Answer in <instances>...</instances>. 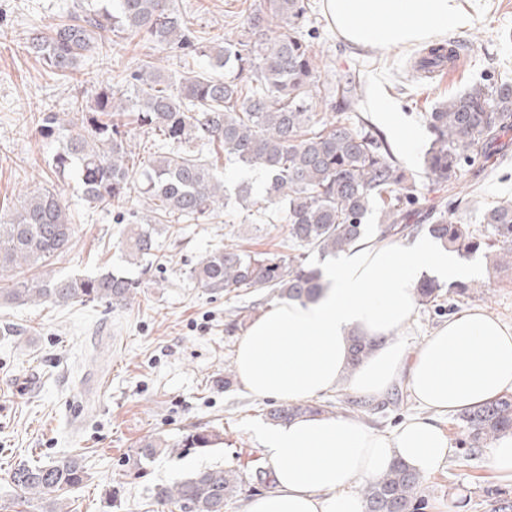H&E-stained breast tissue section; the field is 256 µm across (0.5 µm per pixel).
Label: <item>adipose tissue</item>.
<instances>
[{
  "instance_id": "1",
  "label": "adipose tissue",
  "mask_w": 512,
  "mask_h": 512,
  "mask_svg": "<svg viewBox=\"0 0 512 512\" xmlns=\"http://www.w3.org/2000/svg\"><path fill=\"white\" fill-rule=\"evenodd\" d=\"M339 34L365 47L411 46L461 30L472 21L460 0H325ZM470 277L454 253L419 236L358 244L322 270L309 301L272 305L240 339L239 381L254 396L302 403L348 385L373 400L407 389L424 416L380 433L345 414L303 416L258 428L275 484L246 512H365L356 487L383 476L395 461L423 475L447 460L439 416L512 392V327L481 308L453 314L413 352L399 332L417 307L423 271ZM376 340V351L350 365L351 334Z\"/></svg>"
}]
</instances>
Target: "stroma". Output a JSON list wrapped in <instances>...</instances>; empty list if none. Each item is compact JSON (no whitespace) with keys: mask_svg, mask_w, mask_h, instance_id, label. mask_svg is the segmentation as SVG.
Here are the masks:
<instances>
[{"mask_svg":"<svg viewBox=\"0 0 512 512\" xmlns=\"http://www.w3.org/2000/svg\"><path fill=\"white\" fill-rule=\"evenodd\" d=\"M258 0H173L192 30L211 43L238 38ZM302 26L316 51L319 98L330 100L339 79L355 76L357 110L376 120L383 107L400 112L416 145L404 168L423 185L412 223H423L440 202L448 220L481 228L482 212L512 199V130L502 135V151L466 168L454 190L439 188L424 175L428 141L426 118L435 105L471 83L512 79V0H461L474 20L448 32L466 55L462 67L419 77L410 68L417 47L358 48L342 39L327 16L324 0ZM91 0H0V209L12 208L27 193L51 189L68 205L77 234L71 249L53 264L63 274L126 269L141 280L128 305L83 307L0 304V504L16 494L9 481L15 464L48 463L76 455L88 479L66 500L69 512H169L150 496L158 484L171 485L194 471L214 467L267 465L254 429L266 422L274 403L251 395L239 380L225 382L236 346L249 325L277 303L271 293L231 294L201 287L190 271L209 249L235 242L255 251L288 253L287 222L268 209L243 219L228 207L197 221L182 222L180 233L159 235L165 265L147 257L127 263L124 225L113 213L89 207L79 185L55 174L57 141L42 137L37 118L45 112L66 116L74 95L91 99L99 83L132 95L126 80L135 59L150 55L162 74L179 79L207 69L204 56H186L151 43L113 37L109 60L87 54L75 80L48 73L26 42L34 29H47L70 14L91 8ZM474 271L476 290L445 295L440 306H417L401 338L415 348L448 316L479 307L512 326V267L490 264L484 252L462 258ZM411 394L394 388L386 397L356 411L362 423L380 432L416 413ZM451 453L445 465L425 476L426 512H491L496 500H512V481L501 479L481 448H466L458 417L445 416ZM203 428L219 432L216 445L181 453L183 436ZM168 448L143 474L125 461L144 437ZM120 489L109 507L104 493Z\"/></svg>","mask_w":512,"mask_h":512,"instance_id":"35a3bbf8","label":"stroma"}]
</instances>
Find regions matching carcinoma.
I'll use <instances>...</instances> for the list:
<instances>
[{
    "instance_id": "cac0c4a2",
    "label": "carcinoma",
    "mask_w": 512,
    "mask_h": 512,
    "mask_svg": "<svg viewBox=\"0 0 512 512\" xmlns=\"http://www.w3.org/2000/svg\"><path fill=\"white\" fill-rule=\"evenodd\" d=\"M311 12L310 0H261L247 17V30L240 38H226L224 44L211 48L201 44L172 0H102L46 33L32 32V53L64 79L73 78L84 54L108 57L112 36L118 34L201 54L215 69L232 63L238 74L251 73L245 84L210 72H194L168 83L149 57L128 73V82L136 87L130 103L111 85L102 84L91 101L75 98L73 117L66 120L49 113L41 119L39 133L59 143L53 156L55 173L74 177L92 207L121 211L134 193L150 201L153 223L131 224L127 230L129 259L155 255L157 225L178 233L181 228L173 222L199 219L227 207L224 179L188 147L202 140H219L226 159L267 174L261 190L243 186L238 202L247 210L270 205L282 210L288 242L296 250L286 256L240 244L215 247L191 270L203 288L226 293L268 291L281 298L310 300L321 287V268L309 260L310 255L316 253L322 260L335 257L360 242L362 219L373 205L380 209V240L415 231L408 220L409 206L418 201L417 181L400 167L383 134L356 112L355 80L336 82L333 115L317 111L316 54L301 32ZM455 54L441 44L425 48L412 69L431 74ZM126 112L137 127L168 148L143 165L140 184L132 180L136 153L127 124L114 121ZM427 129L426 178L453 189L463 166L475 164L501 134L512 129V83H473L429 113ZM447 214L446 207L427 213L428 233L463 257L479 250L483 237L467 224L448 222ZM72 219L69 207L48 189L26 194L13 209L0 213V280L8 274L11 281L7 287L0 285V303L124 306L134 298L139 283L122 269L72 275L52 269V260L72 245L77 228ZM482 223L498 242L496 261L512 265V200L487 208ZM27 271L33 275L24 276ZM470 288L423 278L417 297L428 305L448 292L465 294ZM376 347L372 339L352 336L351 365L360 364ZM332 408L331 403L311 401L284 404L268 416L279 424L301 415L330 413ZM459 420L469 431L472 448L512 432V395L465 412ZM217 441L214 431L197 429L186 434L181 445L189 452ZM164 447L161 439L146 438L129 459L140 470ZM9 480L30 498L54 496L41 512H63L59 498L80 488L87 473L81 461L70 455L48 464L20 462ZM273 484L269 468L257 467L245 475L212 467L171 486H156L153 497L177 512H224L228 499ZM421 486V474L396 462L383 477L362 488L366 512H423Z\"/></svg>"
}]
</instances>
